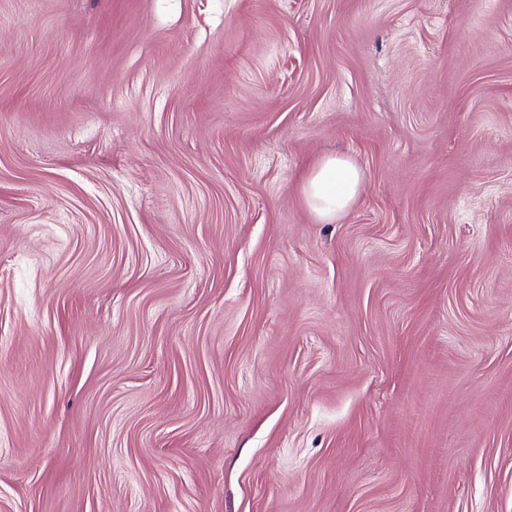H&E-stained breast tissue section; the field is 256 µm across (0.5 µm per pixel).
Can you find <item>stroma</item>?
Here are the masks:
<instances>
[{
	"label": "stroma",
	"instance_id": "stroma-1",
	"mask_svg": "<svg viewBox=\"0 0 512 512\" xmlns=\"http://www.w3.org/2000/svg\"><path fill=\"white\" fill-rule=\"evenodd\" d=\"M0 512H512V0H0ZM361 170L341 156H327L305 176L301 192L310 212L323 223L345 213L362 186Z\"/></svg>",
	"mask_w": 512,
	"mask_h": 512
}]
</instances>
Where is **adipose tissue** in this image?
I'll return each mask as SVG.
<instances>
[{
  "label": "adipose tissue",
  "mask_w": 512,
  "mask_h": 512,
  "mask_svg": "<svg viewBox=\"0 0 512 512\" xmlns=\"http://www.w3.org/2000/svg\"><path fill=\"white\" fill-rule=\"evenodd\" d=\"M361 170L341 156H327L305 176L301 192L310 212L323 223L345 213L362 186Z\"/></svg>",
  "instance_id": "obj_1"
}]
</instances>
